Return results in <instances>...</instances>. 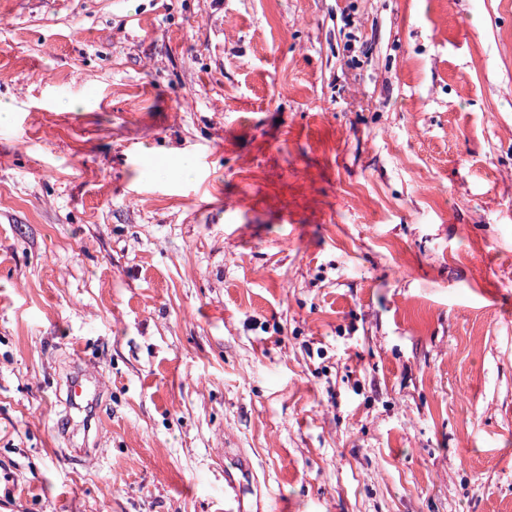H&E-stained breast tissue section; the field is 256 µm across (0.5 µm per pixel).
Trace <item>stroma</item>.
<instances>
[{"label": "stroma", "mask_w": 512, "mask_h": 512, "mask_svg": "<svg viewBox=\"0 0 512 512\" xmlns=\"http://www.w3.org/2000/svg\"><path fill=\"white\" fill-rule=\"evenodd\" d=\"M1 15L0 512H512V0ZM91 385L95 387L94 394L91 392ZM97 394L96 385L93 378L86 374H80L72 377L68 382L67 405L73 408H82L84 404H89ZM216 458L224 464V511L263 512L261 491H254L253 464L239 448H218Z\"/></svg>", "instance_id": "1"}]
</instances>
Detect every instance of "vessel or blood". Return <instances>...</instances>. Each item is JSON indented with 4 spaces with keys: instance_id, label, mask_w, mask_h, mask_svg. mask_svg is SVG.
<instances>
[{
    "instance_id": "b4317fda",
    "label": "vessel or blood",
    "mask_w": 512,
    "mask_h": 512,
    "mask_svg": "<svg viewBox=\"0 0 512 512\" xmlns=\"http://www.w3.org/2000/svg\"><path fill=\"white\" fill-rule=\"evenodd\" d=\"M91 376L81 374L68 383L70 407L81 408L93 399ZM216 458L224 465V512H263L261 495L254 490L253 464L241 449H218Z\"/></svg>"
}]
</instances>
